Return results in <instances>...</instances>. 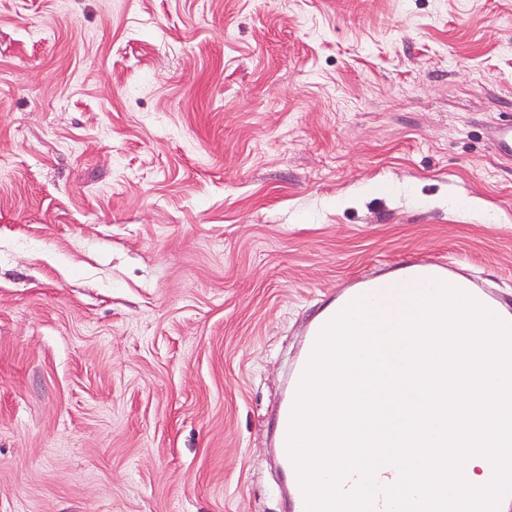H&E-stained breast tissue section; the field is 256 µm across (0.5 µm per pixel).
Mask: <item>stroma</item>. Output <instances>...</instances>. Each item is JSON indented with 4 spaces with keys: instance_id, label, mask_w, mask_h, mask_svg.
I'll list each match as a JSON object with an SVG mask.
<instances>
[{
    "instance_id": "35a3bbf8",
    "label": "stroma",
    "mask_w": 512,
    "mask_h": 512,
    "mask_svg": "<svg viewBox=\"0 0 512 512\" xmlns=\"http://www.w3.org/2000/svg\"><path fill=\"white\" fill-rule=\"evenodd\" d=\"M510 118L512 0H0V512H284L340 289L512 309ZM335 317L336 306L330 311H323L308 324L304 333L305 340L302 354L293 364L287 376V389L289 394L287 395L285 402L276 412L277 432L274 449L281 469L287 477V481L281 495L287 510L288 508L290 510L289 512H307L305 495L300 486L296 468L287 450V439L292 414L299 386L312 356L317 338L325 326Z\"/></svg>"
}]
</instances>
